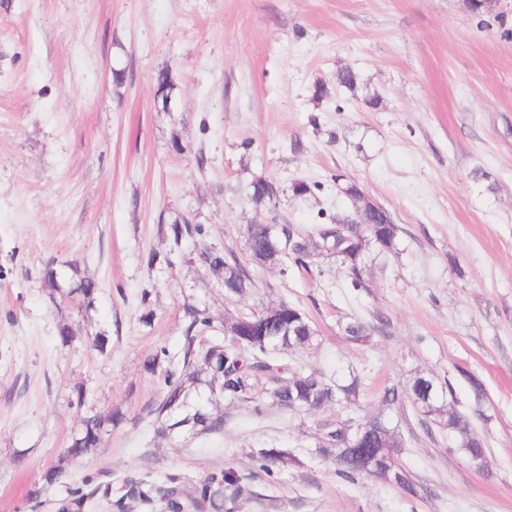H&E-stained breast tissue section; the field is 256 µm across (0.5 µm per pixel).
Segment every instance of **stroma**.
<instances>
[{
  "label": "stroma",
  "mask_w": 512,
  "mask_h": 512,
  "mask_svg": "<svg viewBox=\"0 0 512 512\" xmlns=\"http://www.w3.org/2000/svg\"><path fill=\"white\" fill-rule=\"evenodd\" d=\"M345 67L356 92L336 84ZM163 69L176 84L166 106L154 96ZM321 81L332 94L316 102ZM257 176L275 184V205L244 194ZM298 181L313 193L295 195ZM347 182L400 227L397 253L368 256L359 293L331 262L252 264L255 288L231 303L200 264H147L168 253L160 227L177 217L210 225V244L240 258L246 225L314 232L352 211ZM66 261L100 290L90 311L67 303L77 337L63 346L42 272ZM190 296L218 339L226 317L296 304L319 344L295 360L366 379L345 419L380 410L386 385L450 379L488 440L489 475L452 439L420 435L401 461L431 497L346 481L307 453L315 417L276 408L258 421L225 408L212 443L158 436V383L142 361L179 351ZM379 314L387 325L370 345L346 342L342 324ZM99 332L104 355L90 343ZM465 370L482 381V404ZM113 407L124 420L34 497L84 412ZM268 447L303 463L248 481L239 512H512V0L488 13L470 0H0V512H54L72 488L119 486L147 449L190 486L225 466L251 473L250 449Z\"/></svg>",
  "instance_id": "35a3bbf8"
}]
</instances>
